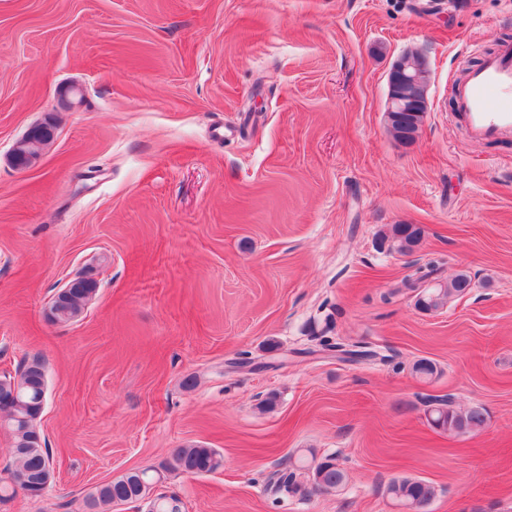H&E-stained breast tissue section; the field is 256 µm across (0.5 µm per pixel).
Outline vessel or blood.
Instances as JSON below:
<instances>
[{"instance_id":"1","label":"vessel or blood","mask_w":512,"mask_h":512,"mask_svg":"<svg viewBox=\"0 0 512 512\" xmlns=\"http://www.w3.org/2000/svg\"><path fill=\"white\" fill-rule=\"evenodd\" d=\"M455 108L473 138L512 136V43L486 55L453 90Z\"/></svg>"}]
</instances>
